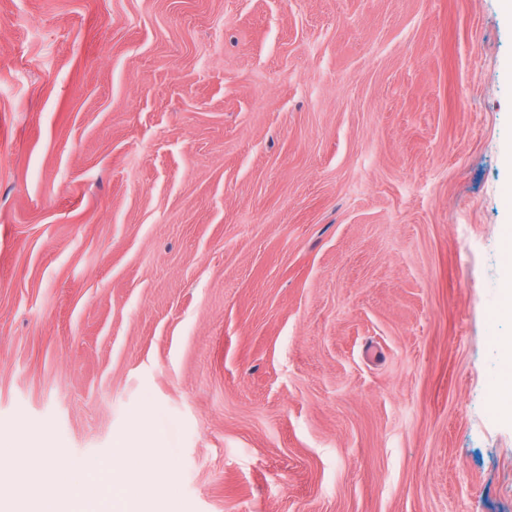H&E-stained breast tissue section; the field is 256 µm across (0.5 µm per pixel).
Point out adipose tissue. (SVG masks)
<instances>
[{
	"instance_id": "1",
	"label": "adipose tissue",
	"mask_w": 512,
	"mask_h": 512,
	"mask_svg": "<svg viewBox=\"0 0 512 512\" xmlns=\"http://www.w3.org/2000/svg\"><path fill=\"white\" fill-rule=\"evenodd\" d=\"M146 449H123L117 461H114L107 473H100L97 466L90 464L85 468L82 480H75L71 470L45 460L39 463L37 476L40 484L47 488L64 492L66 497L78 498L85 502H94V490L104 488L112 482L121 483L127 495L142 491L162 489L163 480L157 467L146 465Z\"/></svg>"
}]
</instances>
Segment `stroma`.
<instances>
[{
	"label": "stroma",
	"instance_id": "35a3bbf8",
	"mask_svg": "<svg viewBox=\"0 0 512 512\" xmlns=\"http://www.w3.org/2000/svg\"><path fill=\"white\" fill-rule=\"evenodd\" d=\"M500 0H0V512H512ZM156 448H124L117 461H114L106 476L101 475L95 464L85 467V477L76 481L71 470L50 460H43L37 468L38 481L43 487L61 490L67 499L76 497L86 503L97 499L99 489L103 492L105 483H121L127 495L134 496L142 491H158L163 487L161 471L155 466H147L146 455ZM95 488L96 494L91 490Z\"/></svg>",
	"mask_w": 512,
	"mask_h": 512
}]
</instances>
